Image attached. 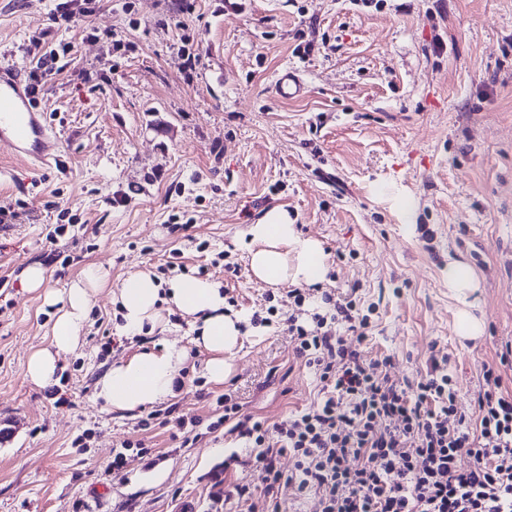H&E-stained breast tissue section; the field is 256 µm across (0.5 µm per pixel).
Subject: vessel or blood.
<instances>
[{"instance_id": "b4317fda", "label": "vessel or blood", "mask_w": 512, "mask_h": 512, "mask_svg": "<svg viewBox=\"0 0 512 512\" xmlns=\"http://www.w3.org/2000/svg\"><path fill=\"white\" fill-rule=\"evenodd\" d=\"M275 89L281 97L295 98L304 85L297 70L287 69L278 75ZM0 140L8 141L16 155L33 163L56 167L61 162V145L45 105L22 70L5 63H0Z\"/></svg>"}]
</instances>
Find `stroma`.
Instances as JSON below:
<instances>
[{
	"instance_id": "1",
	"label": "stroma",
	"mask_w": 512,
	"mask_h": 512,
	"mask_svg": "<svg viewBox=\"0 0 512 512\" xmlns=\"http://www.w3.org/2000/svg\"><path fill=\"white\" fill-rule=\"evenodd\" d=\"M55 0H0V60L24 71L40 59L39 40L72 43L41 97L62 147L64 173L35 169L0 142V207L15 223L0 228V512H179L182 502L214 512L210 478L244 440L216 421L217 396L274 423L310 406L314 374L293 354L284 318L326 313L322 294L352 296L369 313L361 344L370 359L390 357L398 383L426 374L432 353L449 358L456 398L473 410L484 367L512 340V0H101L71 28L57 27ZM125 43L113 51L104 38ZM199 56L184 69L183 50ZM294 68L306 91L281 98L276 75ZM128 194L126 205L113 196ZM416 203L414 214L399 206ZM320 242L327 272L317 294L295 307L289 287L251 275L250 225L271 208ZM72 215L57 243L49 225ZM189 222L172 228L169 219ZM61 258L52 262L50 251ZM238 264L225 275L218 257ZM467 265L481 335L456 332L459 302L448 288L449 260ZM47 267L31 289L25 271ZM107 277L77 348L62 356L66 377L56 404L31 382L30 355L48 347L60 304L88 265ZM145 271L158 281L183 274L216 284L243 335L226 358L224 381L209 378L192 319L173 304L150 334L121 335L117 287ZM271 325L253 323L269 306ZM184 347L182 388L133 411L97 395L99 378L143 350ZM199 419L182 443L168 426L140 422L150 411ZM86 445L74 447L78 435ZM125 440L121 477L107 467Z\"/></svg>"
}]
</instances>
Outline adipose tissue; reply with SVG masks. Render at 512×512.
<instances>
[{
    "label": "adipose tissue",
    "mask_w": 512,
    "mask_h": 512,
    "mask_svg": "<svg viewBox=\"0 0 512 512\" xmlns=\"http://www.w3.org/2000/svg\"><path fill=\"white\" fill-rule=\"evenodd\" d=\"M249 267L253 277L270 286L286 282L313 285L323 281L326 255L321 244L302 236L287 212L270 209L264 218L250 225ZM106 285L105 274L87 266L81 278L66 291L64 310L55 321L49 347L35 352L26 366L27 377L36 384L51 382L58 359L78 343L92 302L91 293ZM124 335L144 334L146 326L162 324V301H169L196 324L195 344L205 350L209 377L223 381L228 367L224 354L232 350L241 334L240 316L225 312L224 297L214 283L187 276L171 278L160 285L148 273L125 278L118 288ZM188 359L184 348L169 343L160 350H146L112 366L98 381V395L107 406L132 411L167 399Z\"/></svg>",
    "instance_id": "obj_1"
}]
</instances>
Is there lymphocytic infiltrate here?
Segmentation results:
<instances>
[{"label": "lymphocytic infiltrate", "instance_id": "obj_1", "mask_svg": "<svg viewBox=\"0 0 512 512\" xmlns=\"http://www.w3.org/2000/svg\"><path fill=\"white\" fill-rule=\"evenodd\" d=\"M314 321L309 329L291 316L286 326L296 358L316 375L319 402L269 426L231 396L216 400L218 424L253 446L246 464L265 472L270 512L311 495L321 512H512V392L499 370L485 368L472 417L457 404L447 357H431L415 385L390 382L387 360L360 350L369 317L355 300ZM285 454L288 472L278 465ZM464 454L473 460L465 470Z\"/></svg>", "mask_w": 512, "mask_h": 512}]
</instances>
